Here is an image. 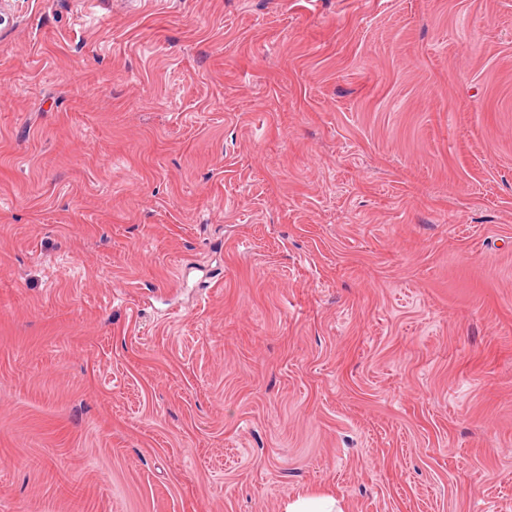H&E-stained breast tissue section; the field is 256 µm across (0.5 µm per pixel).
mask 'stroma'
Wrapping results in <instances>:
<instances>
[{
    "mask_svg": "<svg viewBox=\"0 0 512 512\" xmlns=\"http://www.w3.org/2000/svg\"><path fill=\"white\" fill-rule=\"evenodd\" d=\"M512 512V0H14L0 512ZM286 512H342L338 500L332 495L298 496L290 501Z\"/></svg>",
    "mask_w": 512,
    "mask_h": 512,
    "instance_id": "1",
    "label": "stroma"
}]
</instances>
